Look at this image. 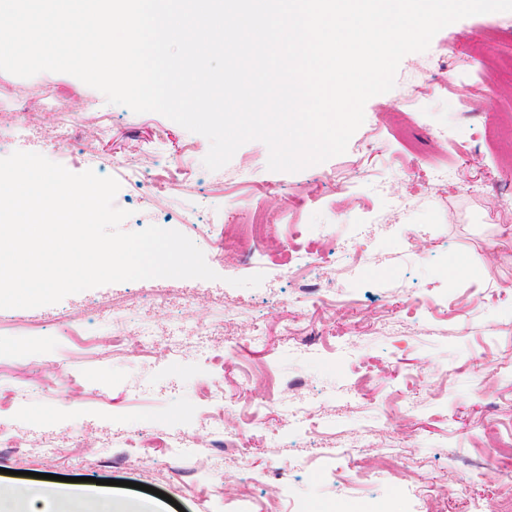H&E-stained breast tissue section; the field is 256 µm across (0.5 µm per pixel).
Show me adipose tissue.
Here are the masks:
<instances>
[{
    "instance_id": "ef3b65f1",
    "label": "adipose tissue",
    "mask_w": 512,
    "mask_h": 512,
    "mask_svg": "<svg viewBox=\"0 0 512 512\" xmlns=\"http://www.w3.org/2000/svg\"><path fill=\"white\" fill-rule=\"evenodd\" d=\"M119 498L116 490H64L51 481L31 490L0 485V512H32L31 504L35 501L54 503L53 512H112Z\"/></svg>"
}]
</instances>
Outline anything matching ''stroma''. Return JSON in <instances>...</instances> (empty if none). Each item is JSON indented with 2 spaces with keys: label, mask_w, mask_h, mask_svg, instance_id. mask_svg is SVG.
Returning <instances> with one entry per match:
<instances>
[{
  "label": "stroma",
  "mask_w": 512,
  "mask_h": 512,
  "mask_svg": "<svg viewBox=\"0 0 512 512\" xmlns=\"http://www.w3.org/2000/svg\"><path fill=\"white\" fill-rule=\"evenodd\" d=\"M511 53L512 12L446 26L426 51L401 60L393 90L367 101L344 154L294 173L269 170V150L259 141L207 170L208 140L161 114L108 103L67 73L21 78L0 71L5 103L27 91L74 89L92 111L105 113L84 128L82 146L66 148V168L117 179L114 204L130 213L123 230H178L218 275L113 283L12 309V324L0 327V361H19V349L29 348L43 372L76 371L82 383L0 406V430L59 447L51 459L0 447V468L30 488L40 473L124 480L126 501H150L153 512H243L224 489L248 477L255 502L276 501V512H368L373 504L421 512L424 495L438 499L443 512H501L497 490L512 460L477 467L470 460L489 433L512 427V211L492 208L497 193L512 192V76L488 64ZM439 128L451 144L433 138ZM88 146L93 154H85ZM442 154L449 189L418 177L425 160ZM200 196L207 199L203 211L194 208ZM253 201L271 223L326 228L330 244L315 280L336 294V307L299 304L300 288L313 280L308 271L282 276L273 265L219 252L204 234L207 225L235 223ZM456 255L470 271L452 277L448 261ZM258 272L265 275L259 286L231 284ZM158 288L175 297L197 293L186 317L202 333L182 336L178 361L129 347L62 360L58 319L76 309L92 327L119 300L130 304L132 321H150L165 343L172 310L134 303ZM412 296L423 305L410 315ZM228 308L235 322L219 327ZM387 317L397 322L390 333L381 328ZM39 319L51 324L45 335H21L24 323ZM207 349L223 356L222 372L205 361ZM408 376L415 379L406 391L413 413L395 406ZM215 378L227 401L224 433L236 436L244 454L217 441L204 418L197 390ZM286 401L314 404L313 426L297 432ZM364 404L375 431L343 459L336 442L353 440ZM244 405L259 409L257 428H241ZM188 430L206 455L177 462L153 448L131 463V435L176 439ZM371 447L395 455V472L378 483L350 482ZM201 478L212 489L203 504L192 491Z\"/></svg>",
  "instance_id": "obj_1"
}]
</instances>
